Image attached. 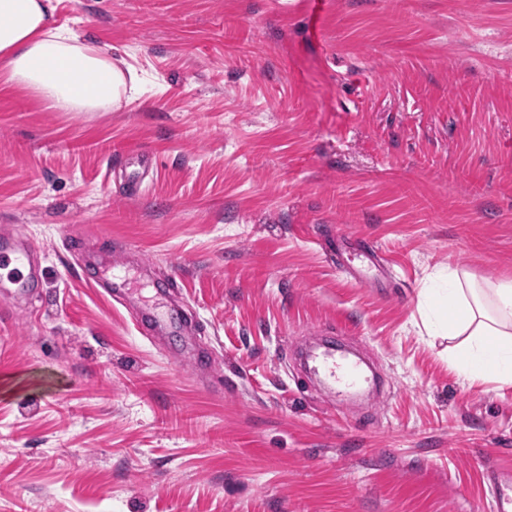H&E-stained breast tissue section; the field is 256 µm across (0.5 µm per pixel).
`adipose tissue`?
Segmentation results:
<instances>
[{
	"label": "adipose tissue",
	"instance_id": "1",
	"mask_svg": "<svg viewBox=\"0 0 512 512\" xmlns=\"http://www.w3.org/2000/svg\"><path fill=\"white\" fill-rule=\"evenodd\" d=\"M48 0H0V77L62 112H104L136 92L111 57L48 25ZM419 308L436 335L457 340L468 380L494 375L512 384V281L481 283L452 268L438 271Z\"/></svg>",
	"mask_w": 512,
	"mask_h": 512
}]
</instances>
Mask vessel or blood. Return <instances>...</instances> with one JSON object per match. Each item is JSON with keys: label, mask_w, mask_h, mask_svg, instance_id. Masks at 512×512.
<instances>
[{"label": "vessel or blood", "mask_w": 512, "mask_h": 512, "mask_svg": "<svg viewBox=\"0 0 512 512\" xmlns=\"http://www.w3.org/2000/svg\"><path fill=\"white\" fill-rule=\"evenodd\" d=\"M150 153L139 150L131 152L128 162L127 193L134 196L141 192L144 173L150 165ZM329 250L336 262L354 280L377 288L383 286L377 247L370 242L357 240L351 243L342 238H333ZM35 263L34 249L18 235L0 236V292L16 296L31 286L30 267ZM101 282L107 293L122 300L127 296L128 279L125 270L110 267L104 270ZM173 320L172 313L160 312L156 307L143 306L136 312V322L141 335H162ZM310 377L322 382L330 393L343 396L375 387L380 382L378 374L365 368L362 362L342 348L325 347L310 354L308 362ZM485 480L491 492L492 512H512V469L488 467Z\"/></svg>", "instance_id": "vessel-or-blood-1"}]
</instances>
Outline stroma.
Wrapping results in <instances>:
<instances>
[{
  "instance_id": "stroma-1",
  "label": "stroma",
  "mask_w": 512,
  "mask_h": 512,
  "mask_svg": "<svg viewBox=\"0 0 512 512\" xmlns=\"http://www.w3.org/2000/svg\"><path fill=\"white\" fill-rule=\"evenodd\" d=\"M139 95L61 112L0 85V234L38 255L0 298V512H490L512 385L471 382L418 314L448 265L512 279V0H51ZM152 152L141 194L108 168ZM381 249L384 294L321 235ZM124 266L127 304L76 249ZM176 280L207 357L134 311ZM334 325L371 402L301 387Z\"/></svg>"
}]
</instances>
